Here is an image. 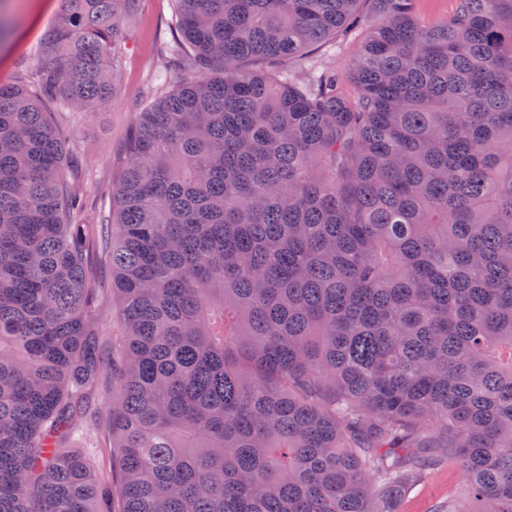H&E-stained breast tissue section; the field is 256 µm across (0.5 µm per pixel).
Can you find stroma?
<instances>
[{
  "mask_svg": "<svg viewBox=\"0 0 512 512\" xmlns=\"http://www.w3.org/2000/svg\"><path fill=\"white\" fill-rule=\"evenodd\" d=\"M64 8V0H0V16L12 32L0 42V85L14 84L29 74L36 61L45 32L55 25ZM177 7L174 0H138L130 20L131 36L125 46L119 82L113 101L90 114L77 125L75 147L84 158L82 168L73 179L87 199L76 216L77 223L98 224L112 215V186L119 180L127 161L126 146L134 122L143 110L151 107L163 89L155 79L161 65L159 48L171 39ZM376 16L364 11L361 23L343 42L323 46L304 59L292 63L299 74L335 72L348 97L357 89L350 80L358 46L375 23ZM89 273L98 291L93 321L101 343L108 353H119L124 327L120 302L112 292V268L103 253L93 254ZM104 393L86 418V448L97 478L112 480V363L104 361ZM462 471L451 462H443L419 483L413 485L398 502L396 512H442L449 497L464 487Z\"/></svg>",
  "mask_w": 512,
  "mask_h": 512,
  "instance_id": "stroma-1",
  "label": "stroma"
}]
</instances>
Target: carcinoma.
Here are the masks:
<instances>
[{"instance_id": "carcinoma-1", "label": "carcinoma", "mask_w": 512, "mask_h": 512, "mask_svg": "<svg viewBox=\"0 0 512 512\" xmlns=\"http://www.w3.org/2000/svg\"><path fill=\"white\" fill-rule=\"evenodd\" d=\"M0 85V512H110L68 448L101 373L58 115L114 95L136 0H64ZM174 88L112 188L121 512H512V0H177ZM357 97L288 62L365 6ZM416 12L424 25L433 24L448 16L455 6L454 0H416ZM465 486L462 471L452 462H443L419 483L413 485L398 502L396 512H443L448 497Z\"/></svg>"}]
</instances>
